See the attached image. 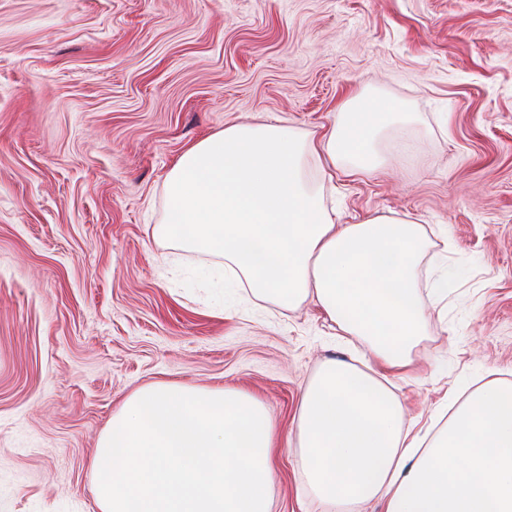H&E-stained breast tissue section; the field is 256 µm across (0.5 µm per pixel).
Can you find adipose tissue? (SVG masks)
Masks as SVG:
<instances>
[{"label": "adipose tissue", "instance_id": "1", "mask_svg": "<svg viewBox=\"0 0 512 512\" xmlns=\"http://www.w3.org/2000/svg\"><path fill=\"white\" fill-rule=\"evenodd\" d=\"M417 120L404 103L359 91L318 133L231 125L187 149L167 175L155 233L224 260V278L288 307L310 302L358 356L326 359L295 419L301 478L323 512H512V384L449 390L444 426L405 425L392 380L426 334L420 275L432 241L410 216L336 221L323 198L336 174L384 168L381 136Z\"/></svg>", "mask_w": 512, "mask_h": 512}]
</instances>
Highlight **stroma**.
Here are the masks:
<instances>
[{"label":"stroma","instance_id":"obj_1","mask_svg":"<svg viewBox=\"0 0 512 512\" xmlns=\"http://www.w3.org/2000/svg\"><path fill=\"white\" fill-rule=\"evenodd\" d=\"M402 101L391 168L337 176L338 221L394 212L447 234L427 334L395 379L427 428L449 388L512 383V0H0V512H100L113 414L164 382L233 386L293 436L321 363L361 351L308 303L226 286L156 237L166 175L232 124L329 125L350 90ZM275 512H320L297 448Z\"/></svg>","mask_w":512,"mask_h":512}]
</instances>
